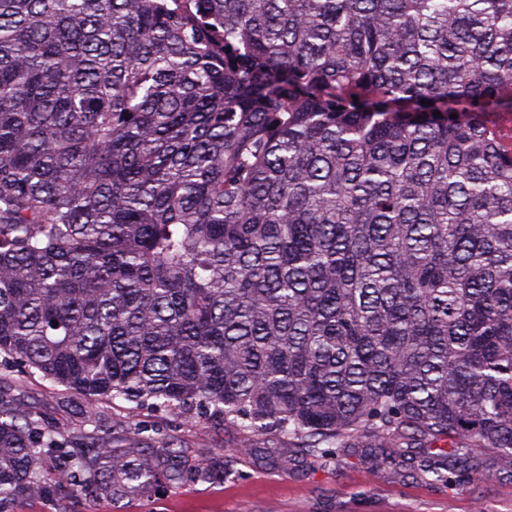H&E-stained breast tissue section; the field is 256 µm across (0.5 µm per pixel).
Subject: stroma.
<instances>
[{"mask_svg":"<svg viewBox=\"0 0 512 512\" xmlns=\"http://www.w3.org/2000/svg\"><path fill=\"white\" fill-rule=\"evenodd\" d=\"M0 395L36 410L67 436L93 431L125 448L138 432L200 457L221 451L228 459L231 473L223 483L188 482L129 500L125 512H512V464L494 458L449 487L428 485L361 452L308 457L283 468L242 454L241 434L215 428L201 415L135 410L126 401L104 399L94 406L97 423H90L79 399L16 367L0 368Z\"/></svg>","mask_w":512,"mask_h":512,"instance_id":"35a3bbf8","label":"stroma"}]
</instances>
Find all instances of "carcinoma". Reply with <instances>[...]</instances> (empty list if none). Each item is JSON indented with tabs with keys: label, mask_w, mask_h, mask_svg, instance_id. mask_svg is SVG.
Segmentation results:
<instances>
[{
	"label": "carcinoma",
	"mask_w": 512,
	"mask_h": 512,
	"mask_svg": "<svg viewBox=\"0 0 512 512\" xmlns=\"http://www.w3.org/2000/svg\"><path fill=\"white\" fill-rule=\"evenodd\" d=\"M505 87L512 0H0V363L284 466L512 462ZM229 473L0 397V512ZM472 123H477L488 132L507 134L506 145L512 151V113L511 112H468Z\"/></svg>",
	"instance_id": "carcinoma-1"
}]
</instances>
